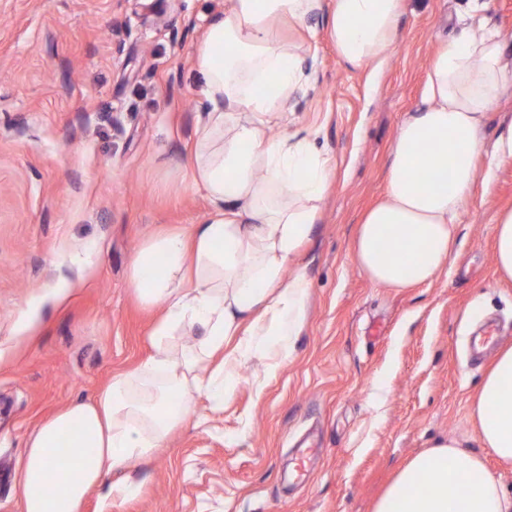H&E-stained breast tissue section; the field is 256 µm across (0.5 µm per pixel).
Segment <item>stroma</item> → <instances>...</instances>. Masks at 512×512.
<instances>
[{
	"instance_id": "stroma-1",
	"label": "stroma",
	"mask_w": 512,
	"mask_h": 512,
	"mask_svg": "<svg viewBox=\"0 0 512 512\" xmlns=\"http://www.w3.org/2000/svg\"><path fill=\"white\" fill-rule=\"evenodd\" d=\"M404 0L378 78L339 59L312 21L310 88L288 101L290 133L318 129L336 160L298 262L308 315L262 396L266 361L239 369L223 412L177 430L128 474L112 512H373L416 454L452 439L512 494V463L478 438L471 405L493 361L471 340L512 345V280L494 258L512 207V161L466 199L447 268L431 283L372 282L353 257L362 215L385 190L401 123L420 108L444 38L495 29L512 58V0ZM225 0H0V512H21L25 443L41 421L93 396L151 352L163 309L128 268L144 241L190 228L208 204L188 157L202 114L195 47ZM322 453L301 484L297 441Z\"/></svg>"
}]
</instances>
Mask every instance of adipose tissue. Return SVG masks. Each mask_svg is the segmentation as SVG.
<instances>
[{
    "instance_id": "obj_1",
    "label": "adipose tissue",
    "mask_w": 512,
    "mask_h": 512,
    "mask_svg": "<svg viewBox=\"0 0 512 512\" xmlns=\"http://www.w3.org/2000/svg\"><path fill=\"white\" fill-rule=\"evenodd\" d=\"M195 51L204 116L189 165L191 187L208 213L184 233L149 238L128 282L145 307H163L149 333L153 354L110 378L93 397L43 420L29 436L20 476L21 512H82L91 490H129L126 470L166 447L192 416L197 397L220 411L237 368L274 339L264 380L289 358L304 321L309 282L297 265L336 175L329 157L304 137L271 136L289 125L288 98L305 81L304 57L288 26L324 16L336 53L377 73L395 45L403 0H229ZM273 81L274 92L260 91ZM512 87V60L495 30L451 39L430 59L422 107L395 139L380 202L363 216L357 264L378 283L431 282L448 264L463 204L478 175L483 128ZM197 342L175 348L180 331ZM483 445L512 463V345L499 349L472 403ZM512 512L483 461L456 441L411 458L374 512Z\"/></svg>"
}]
</instances>
